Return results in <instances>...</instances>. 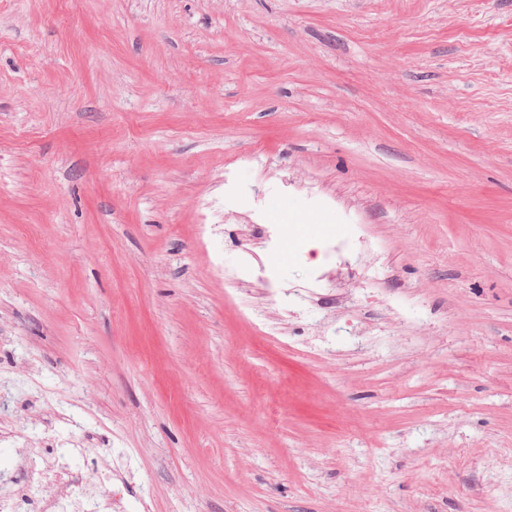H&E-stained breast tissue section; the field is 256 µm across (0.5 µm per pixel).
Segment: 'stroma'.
I'll return each mask as SVG.
<instances>
[{"label": "stroma", "instance_id": "1", "mask_svg": "<svg viewBox=\"0 0 512 512\" xmlns=\"http://www.w3.org/2000/svg\"><path fill=\"white\" fill-rule=\"evenodd\" d=\"M0 399L124 512H512V0H0Z\"/></svg>", "mask_w": 512, "mask_h": 512}]
</instances>
